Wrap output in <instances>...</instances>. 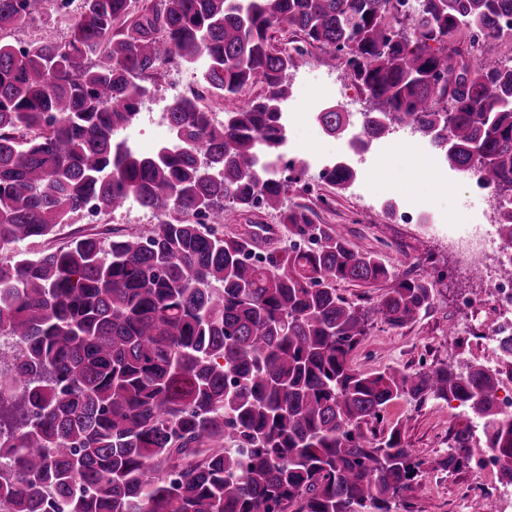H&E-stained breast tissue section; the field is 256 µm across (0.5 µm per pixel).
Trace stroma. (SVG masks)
Wrapping results in <instances>:
<instances>
[{"label": "stroma", "mask_w": 512, "mask_h": 512, "mask_svg": "<svg viewBox=\"0 0 512 512\" xmlns=\"http://www.w3.org/2000/svg\"><path fill=\"white\" fill-rule=\"evenodd\" d=\"M72 15L40 10L36 23L18 29L0 31V42L28 41L51 31L66 37ZM192 75L184 69L164 71L150 84V93L132 125L126 143L132 151L149 154L170 138L168 127L157 126L156 111L172 82L190 83ZM343 93L350 111H363L365 95L349 78L344 66L321 67L315 55H308L298 68L288 97L282 104L286 126H299L294 148L305 166L306 180H316L318 172L337 160L349 158L356 171L355 180L345 189L322 186L331 199V207L319 211V221L342 229L359 250L377 251L397 275L429 274L431 269L455 267L453 278L438 279L429 310L403 328H392L375 321L370 334L353 356L354 366L365 373L384 369L407 372L425 370L444 363L463 371L467 363L491 362L493 355L481 337L489 311L466 305V298L488 294L487 280L470 267L458 263L448 249L447 237L424 233L415 224L394 223L386 209L395 201L432 213L440 226L451 224L493 223L492 209H471L470 175L449 168L444 156L424 138L400 129L372 143L367 152L351 155L348 137H330L317 127L311 109L319 95ZM410 147L408 154L397 153L398 144ZM448 180L437 186L438 177ZM473 412L456 401L430 399L424 403L403 400L391 404L385 419L401 423L405 442L423 460L444 458L452 443L451 431L468 422ZM479 478L477 469L428 472L426 480L413 484L405 498L412 512H492L488 497L461 498V485Z\"/></svg>", "instance_id": "35a3bbf8"}]
</instances>
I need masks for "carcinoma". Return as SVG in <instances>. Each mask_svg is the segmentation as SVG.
Segmentation results:
<instances>
[{"label":"carcinoma","instance_id":"obj_1","mask_svg":"<svg viewBox=\"0 0 512 512\" xmlns=\"http://www.w3.org/2000/svg\"><path fill=\"white\" fill-rule=\"evenodd\" d=\"M80 0L66 38L21 50L0 43V509L3 512H410L404 493L425 461L398 423L399 399L468 403L512 482V420L500 419L501 372L473 363L414 373L356 370L351 355L377 316L404 327L428 309L425 276L397 278L307 205L291 178L264 174L261 152L285 140L280 105L305 48L350 76L371 108L358 150L399 128L431 140L452 168L475 173L512 205V58L495 41L512 0ZM46 0H0V30ZM288 27L290 52L273 32ZM199 91L175 97L172 140L143 155L117 134L133 124L168 65ZM259 98L214 123L203 93ZM331 105L329 136L353 126ZM319 178L343 189V162ZM137 202L157 217L146 236H78L31 254L89 201L104 213ZM279 213L287 244L213 228L224 213ZM206 212L212 226L186 216ZM512 242V210L494 213ZM308 238L313 245L297 246ZM383 285L370 306L337 285ZM472 424L454 431L434 471L474 460Z\"/></svg>","mask_w":512,"mask_h":512}]
</instances>
